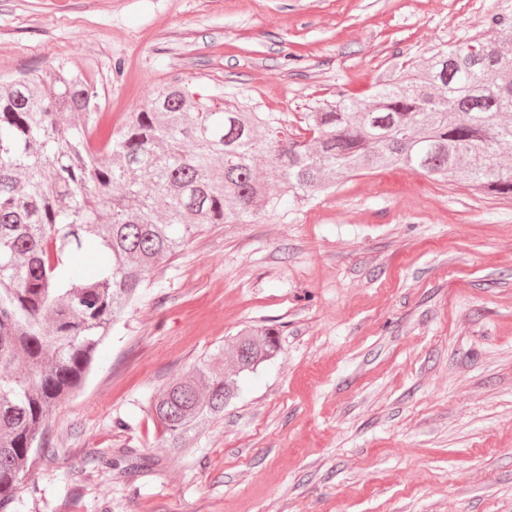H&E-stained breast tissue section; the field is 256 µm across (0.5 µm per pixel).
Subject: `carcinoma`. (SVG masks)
I'll return each mask as SVG.
<instances>
[{"label": "carcinoma", "instance_id": "1", "mask_svg": "<svg viewBox=\"0 0 512 512\" xmlns=\"http://www.w3.org/2000/svg\"><path fill=\"white\" fill-rule=\"evenodd\" d=\"M497 37L437 49L364 97L343 94L305 117L194 92L174 79L117 132L98 129L93 66L0 86V512L32 463L50 462L57 405L96 352L207 224H239L310 202L386 168L512 196V22ZM102 261L88 270L79 255ZM278 332L245 327L231 362L213 354L149 401L158 440L181 457L275 358Z\"/></svg>", "mask_w": 512, "mask_h": 512}]
</instances>
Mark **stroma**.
I'll return each mask as SVG.
<instances>
[{"mask_svg":"<svg viewBox=\"0 0 512 512\" xmlns=\"http://www.w3.org/2000/svg\"><path fill=\"white\" fill-rule=\"evenodd\" d=\"M512 0H0V81L93 63L121 128L174 78L294 129ZM280 352L195 451L149 397L245 326ZM16 512H512V198L410 169L199 232L48 424ZM111 471L78 472L87 454Z\"/></svg>","mask_w":512,"mask_h":512,"instance_id":"1","label":"stroma"}]
</instances>
